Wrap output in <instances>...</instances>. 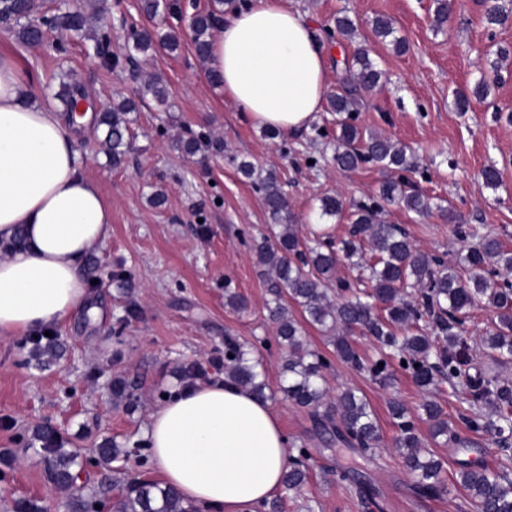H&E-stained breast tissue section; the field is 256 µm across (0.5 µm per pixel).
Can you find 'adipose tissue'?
Returning a JSON list of instances; mask_svg holds the SVG:
<instances>
[{"mask_svg": "<svg viewBox=\"0 0 512 512\" xmlns=\"http://www.w3.org/2000/svg\"><path fill=\"white\" fill-rule=\"evenodd\" d=\"M208 75L255 124L297 134L326 101V61L309 23L281 0H249L212 32ZM36 98L0 56V338L26 336L87 306L84 259L112 234V209L76 149L79 128ZM151 463L204 512H252L282 487L288 438L274 407L228 381L176 392L148 419Z\"/></svg>", "mask_w": 512, "mask_h": 512, "instance_id": "ef3b65f1", "label": "adipose tissue"}]
</instances>
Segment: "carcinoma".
<instances>
[{
  "mask_svg": "<svg viewBox=\"0 0 512 512\" xmlns=\"http://www.w3.org/2000/svg\"><path fill=\"white\" fill-rule=\"evenodd\" d=\"M36 0H0V28L14 34L25 45L45 42V34H58L55 46L71 38L93 42V49L108 68L118 67L123 56H108L103 51L104 35H86L89 16L81 4L51 16L37 14ZM485 21L490 26L512 23V0H487ZM216 17L212 10L191 18L190 30L197 57L206 62L209 38ZM326 37L336 35L353 39L358 28L347 16L336 17L335 27L323 29ZM372 33L392 49L405 50L403 39L394 36V23L378 18ZM180 46L171 33L135 30L128 37V58L147 54L158 48L174 52ZM382 71L360 49L346 67L339 91L328 98L329 111L336 114V150L333 160L341 170L353 171L365 165L395 172L396 178L380 182L377 192L352 206V229L344 239L323 230L314 239L304 241L299 225L288 206L284 185L274 169H262L242 161L238 170L264 199L272 224L269 234L253 243L258 264L267 275L269 319L276 325L277 336L286 351L283 370L288 384L282 390L288 400L312 412L314 432L326 448L345 446L363 454L372 453L383 441V434L370 402L365 396L346 388L327 401L323 386V370L329 359L308 347L306 326L329 338L336 357L383 386L395 377L399 365L421 389L429 390L440 382L451 386L462 376L470 349L465 336L469 311L482 307L494 313V320L480 340V349L497 362L512 360V282L501 272L512 271V250L505 248L493 234L476 227L459 224L458 236L469 245L458 253L455 261L429 255L419 250L410 236L399 226L387 221L390 206L402 207L417 214L432 210L431 202L417 190L405 174L417 171L411 149L391 139L364 130L357 123L360 91H372ZM60 98L65 110L74 112L77 99L85 98L83 85L70 72L61 74ZM168 88L154 75L140 82L139 97H151L164 105ZM132 101L112 104L97 114L98 125L107 127L100 142L112 166H121L128 152L126 134ZM183 149L194 155L203 149L221 150L209 137L189 135ZM482 185L495 190L500 185V171L494 164L480 173ZM345 202L339 195L320 198V216L341 214ZM348 263L359 271L358 281L334 278L336 267ZM370 337L377 349L372 358L361 357L351 343L354 335ZM233 357H227V354ZM224 378L249 389L258 397H266L267 383L260 363L251 351L232 336L224 337ZM468 407L460 412L468 430L488 436L507 458L512 456V385L498 376L484 372L468 377ZM395 430L394 447L414 478L418 491L437 497L446 491L443 463L426 448V439L417 421L429 424L430 435L458 442L460 437L448 422V415L434 400H426L416 413L403 404H390ZM40 444L48 464L49 477L59 489L73 494V512H90L97 501L79 494V469L84 459L78 448H66L59 433L49 425L38 427L29 445ZM146 443L133 448L103 444L97 448L94 463L109 467L114 462L139 456ZM288 468L283 477L287 491L300 489L309 476L311 454L307 443L290 444ZM455 481L466 492V508L470 512H512V470L503 465L497 469L458 462ZM115 512H200L186 503L172 488L140 476L127 475L123 493Z\"/></svg>",
  "mask_w": 512,
  "mask_h": 512,
  "instance_id": "obj_1",
  "label": "carcinoma"
}]
</instances>
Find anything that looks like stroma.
I'll list each match as a JSON object with an SVG mask.
<instances>
[{
  "label": "stroma",
  "instance_id": "1",
  "mask_svg": "<svg viewBox=\"0 0 512 512\" xmlns=\"http://www.w3.org/2000/svg\"><path fill=\"white\" fill-rule=\"evenodd\" d=\"M213 0H170L169 9L148 17L141 0H107L112 47L122 50L120 17L148 29L160 26L180 39L177 51H160L108 70L88 57L83 41L66 44L64 53L29 47L0 32V54L14 57L32 75L36 89L58 87L57 74L68 70L83 84L96 106L104 108L133 95L141 75L160 73L170 89L167 106L145 99L131 115V147L124 164L112 168L100 152L96 129L78 133L77 150L88 174L112 208V235L99 253L85 261L94 280L90 302L99 310L73 312L54 326L57 356L42 362L29 337L0 339V512H22L33 502L45 512H71L69 496L47 478L40 448H28L22 436L39 426H54L69 445L93 455L104 440L129 448L144 440L150 414L166 394L184 387V366L204 370L206 378L224 374V339L251 345L261 363L290 440L307 443L310 478L296 492H278L279 512H460L464 490L449 483L437 498L420 495L402 458L392 445L394 428L388 405L398 401L418 409L428 398L449 418L462 399L448 384L421 392L405 375L383 386L335 358L316 329L311 347L330 358L325 372L329 395L345 387L366 395L383 432L372 456L347 448L323 447L313 434L309 410L292 404L280 391L284 353L266 311L268 294L252 241L270 222L263 199L237 169L241 159L274 168L285 185L288 202L302 235L321 220L319 199L340 195L346 202L372 196L383 173L367 165L354 172L336 167L332 156L334 115L319 112L310 129L270 138L208 83L194 50L190 17ZM320 29L339 15L353 19L371 59L382 70L378 88L362 93L357 122L410 147L419 167L411 181L436 209L420 217L391 208L389 218L404 227L417 247L454 259L463 242L459 224L485 228L512 248V25L489 33L484 0H456L443 29L432 25L434 0H283ZM391 19L407 41L405 53L371 38L375 19ZM357 42L325 44L327 89L335 91ZM507 49L500 58L499 49ZM489 90L474 97L472 108L457 111L456 91L472 92L480 80ZM204 132L224 142V152L187 155L181 138ZM501 171L497 190L483 188L481 170ZM161 204H151L153 194ZM451 207L446 219L440 206ZM248 302L236 312L226 306L225 286ZM122 378L136 390L135 405L112 395ZM463 445L430 444L447 472L457 463L496 464L501 454L486 436L460 430ZM362 473L375 484L383 510L366 506L354 488L338 483L335 472Z\"/></svg>",
  "mask_w": 512,
  "mask_h": 512
}]
</instances>
